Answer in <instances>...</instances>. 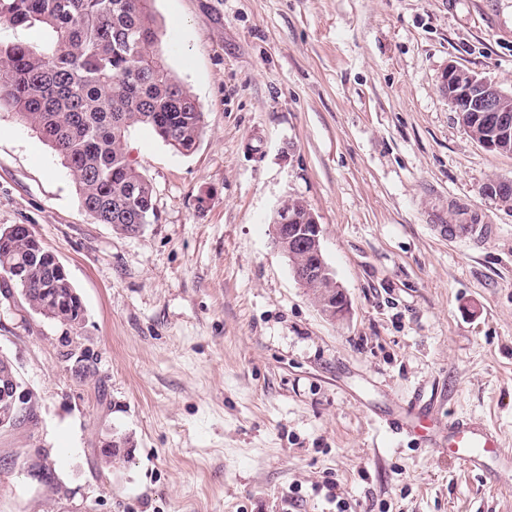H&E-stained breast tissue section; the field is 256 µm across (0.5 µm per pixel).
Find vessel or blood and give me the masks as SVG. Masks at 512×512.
<instances>
[{
  "mask_svg": "<svg viewBox=\"0 0 512 512\" xmlns=\"http://www.w3.org/2000/svg\"><path fill=\"white\" fill-rule=\"evenodd\" d=\"M447 447L448 456L469 471L487 469L490 462L512 464V448L503 443L487 427L464 420L452 422L441 440Z\"/></svg>",
  "mask_w": 512,
  "mask_h": 512,
  "instance_id": "obj_1",
  "label": "vessel or blood"
}]
</instances>
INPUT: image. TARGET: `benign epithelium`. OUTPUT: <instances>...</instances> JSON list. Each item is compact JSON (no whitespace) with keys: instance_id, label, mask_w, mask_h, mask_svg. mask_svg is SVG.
<instances>
[{"instance_id":"1","label":"benign epithelium","mask_w":512,"mask_h":512,"mask_svg":"<svg viewBox=\"0 0 512 512\" xmlns=\"http://www.w3.org/2000/svg\"><path fill=\"white\" fill-rule=\"evenodd\" d=\"M448 102L458 120L483 147L512 154V89L504 90L454 65L441 75ZM273 235L277 247L292 259L291 270L297 283L316 292L317 304L326 314L347 313L349 300L335 281L321 249L322 227L307 203L291 198L275 211ZM27 392L19 380L0 384V401L21 403Z\"/></svg>"}]
</instances>
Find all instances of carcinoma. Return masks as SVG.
<instances>
[{"instance_id":"1","label":"carcinoma","mask_w":512,"mask_h":512,"mask_svg":"<svg viewBox=\"0 0 512 512\" xmlns=\"http://www.w3.org/2000/svg\"><path fill=\"white\" fill-rule=\"evenodd\" d=\"M152 0H0V21L39 27L41 47L0 42V106L40 132L65 161L82 208L127 233L154 214L153 186L126 136L149 126L174 150L192 152L203 112L158 49ZM27 269L29 301L73 330L86 309L68 275L22 225L0 234V268Z\"/></svg>"}]
</instances>
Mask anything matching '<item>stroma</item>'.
Segmentation results:
<instances>
[{
    "label": "stroma",
    "instance_id": "obj_1",
    "mask_svg": "<svg viewBox=\"0 0 512 512\" xmlns=\"http://www.w3.org/2000/svg\"><path fill=\"white\" fill-rule=\"evenodd\" d=\"M159 47L204 112L187 155L145 126L155 216L120 234L0 110V226L24 224L86 308L73 330L0 303L34 416L0 429V512H512L402 409L512 448V180L440 87H512V0H154ZM300 198L349 299L325 316L274 244ZM443 224H485L464 240ZM128 462L106 464L111 434Z\"/></svg>",
    "mask_w": 512,
    "mask_h": 512
}]
</instances>
